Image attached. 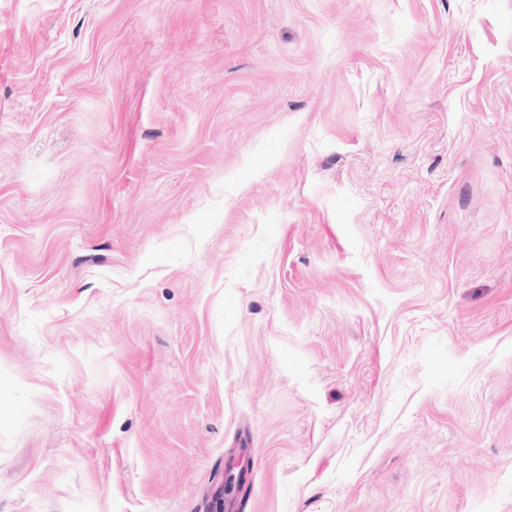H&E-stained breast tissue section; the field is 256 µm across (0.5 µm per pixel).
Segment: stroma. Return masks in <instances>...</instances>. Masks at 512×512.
I'll return each instance as SVG.
<instances>
[{
  "instance_id": "obj_1",
  "label": "stroma",
  "mask_w": 512,
  "mask_h": 512,
  "mask_svg": "<svg viewBox=\"0 0 512 512\" xmlns=\"http://www.w3.org/2000/svg\"><path fill=\"white\" fill-rule=\"evenodd\" d=\"M512 512V0H0V512Z\"/></svg>"
}]
</instances>
